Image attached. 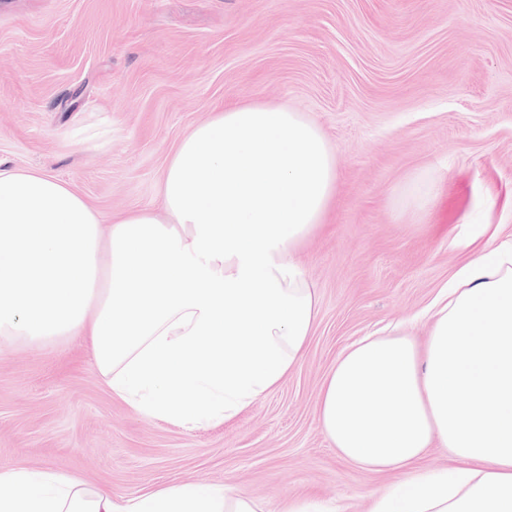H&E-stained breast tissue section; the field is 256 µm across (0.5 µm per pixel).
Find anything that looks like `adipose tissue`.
Instances as JSON below:
<instances>
[{"mask_svg": "<svg viewBox=\"0 0 512 512\" xmlns=\"http://www.w3.org/2000/svg\"><path fill=\"white\" fill-rule=\"evenodd\" d=\"M333 149L311 118L239 102L179 141L160 211L100 214L38 169L0 166V348L84 337L113 397L181 425L229 420L299 364L318 315L297 250L336 194ZM439 184L411 172L389 203L422 220ZM486 224L437 300L425 344L367 336L319 393L339 456L398 483L370 512H503L512 505V245ZM385 404H377L376 396ZM448 465L424 470L433 440ZM0 512H264L224 485L184 482L130 498L79 475L0 467Z\"/></svg>", "mask_w": 512, "mask_h": 512, "instance_id": "obj_1", "label": "adipose tissue"}]
</instances>
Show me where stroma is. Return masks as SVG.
<instances>
[{
    "mask_svg": "<svg viewBox=\"0 0 512 512\" xmlns=\"http://www.w3.org/2000/svg\"><path fill=\"white\" fill-rule=\"evenodd\" d=\"M249 100L310 116L336 153L331 211L296 253L318 320L298 367L231 420L159 421L113 398L80 337L0 351V465L80 474L128 498L191 479L279 512L292 498L369 512L392 476L339 458L320 387L339 354L407 325L472 255L491 210L512 240V0H0V164L38 168L103 220L158 208L177 145ZM440 180L423 222L392 189Z\"/></svg>",
    "mask_w": 512,
    "mask_h": 512,
    "instance_id": "obj_1",
    "label": "stroma"
}]
</instances>
